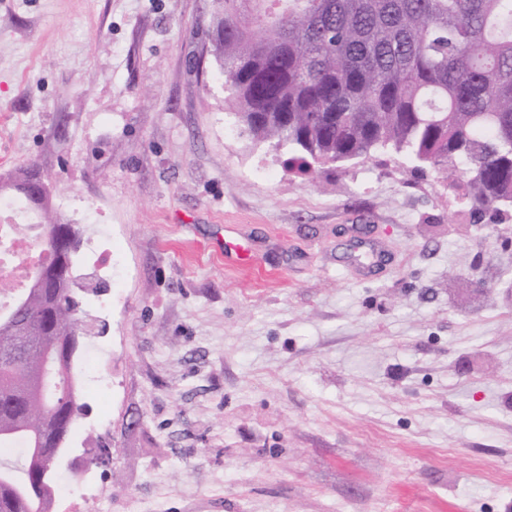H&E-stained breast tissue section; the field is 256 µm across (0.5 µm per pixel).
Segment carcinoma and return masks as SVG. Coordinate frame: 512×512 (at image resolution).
Returning <instances> with one entry per match:
<instances>
[{"mask_svg": "<svg viewBox=\"0 0 512 512\" xmlns=\"http://www.w3.org/2000/svg\"><path fill=\"white\" fill-rule=\"evenodd\" d=\"M235 125L301 172L392 151L467 178L477 223L512 205V0H216ZM35 165L0 183H27ZM0 326V512H49L74 420L76 293L29 288Z\"/></svg>", "mask_w": 512, "mask_h": 512, "instance_id": "obj_1", "label": "carcinoma"}]
</instances>
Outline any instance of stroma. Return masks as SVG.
Segmentation results:
<instances>
[{
	"instance_id": "1",
	"label": "stroma",
	"mask_w": 512,
	"mask_h": 512,
	"mask_svg": "<svg viewBox=\"0 0 512 512\" xmlns=\"http://www.w3.org/2000/svg\"><path fill=\"white\" fill-rule=\"evenodd\" d=\"M216 11L0 0V175L36 164L108 285L52 512H512V211L393 153L290 170L234 124Z\"/></svg>"
}]
</instances>
